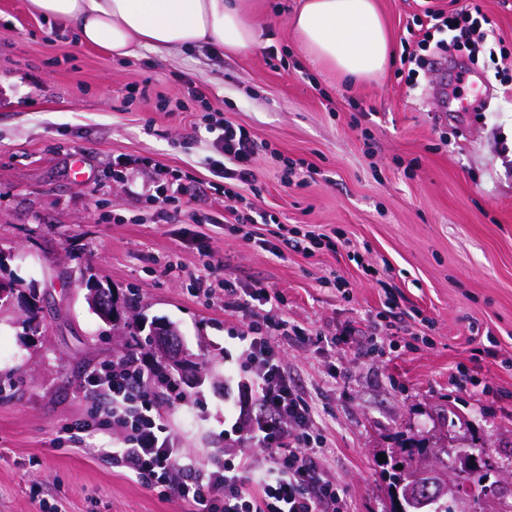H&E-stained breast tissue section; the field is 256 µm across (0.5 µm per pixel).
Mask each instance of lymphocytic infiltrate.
Returning a JSON list of instances; mask_svg holds the SVG:
<instances>
[{"label": "lymphocytic infiltrate", "instance_id": "f902f5d3", "mask_svg": "<svg viewBox=\"0 0 512 512\" xmlns=\"http://www.w3.org/2000/svg\"><path fill=\"white\" fill-rule=\"evenodd\" d=\"M425 27L417 49H403L398 73L406 85H413L419 70L426 66L420 49L434 42L447 52L466 48L478 53L492 36L483 13L464 5L445 14L425 6ZM454 33L444 41L440 32ZM212 147L211 173L224 182L225 197L234 199L231 213L243 227L241 240L274 256L291 249L310 254L312 248L331 252L345 248L340 235L310 234L301 242L284 238L277 218L239 196L236 184L255 178L254 167L260 147L244 127L221 123ZM282 294L257 284L241 288L224 282V307L250 316L245 330L238 333L240 367L238 398L244 408L224 420V444L229 451L224 463L212 470L183 462L173 440L166 437L167 425L156 407V372L139 358H123L111 369L93 375L91 383L112 400L87 420L74 424L77 432L113 431L122 445L112 451V462L125 468L164 497H175L196 506L197 512H346V492L318 463V452L327 439L315 428V414L299 385L290 377L279 339L306 334L288 327L286 321L266 317L265 308L282 305ZM248 444L243 453L232 446Z\"/></svg>", "mask_w": 512, "mask_h": 512}]
</instances>
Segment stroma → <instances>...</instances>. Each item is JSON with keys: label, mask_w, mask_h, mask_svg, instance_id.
Returning <instances> with one entry per match:
<instances>
[{"label": "stroma", "mask_w": 512, "mask_h": 512, "mask_svg": "<svg viewBox=\"0 0 512 512\" xmlns=\"http://www.w3.org/2000/svg\"><path fill=\"white\" fill-rule=\"evenodd\" d=\"M472 2L495 38L473 76L449 71L443 114L434 73L420 72L413 89L396 76L415 0H376L393 60L365 83L308 61L290 27L298 0H261L258 41L244 52L202 43L121 59L32 15L27 0H0V276L39 297L33 332L23 299L0 305V512H194L103 456L115 435L60 436L107 404L91 373L130 350L168 365L146 334L92 312L90 278L137 297L135 321L178 327L199 375L178 380L161 411L199 468L224 456V381L246 321L225 310L222 288L259 282L286 298L274 316L310 336L289 343L286 362L316 409L329 444L319 462L349 512H386L376 457L411 439L487 448L500 494L467 482L459 497L467 512L512 502V86L499 82L512 76V0ZM191 79L204 98L189 96ZM215 117L262 144L240 194L289 235L334 231L347 248L278 258L206 223L231 206L209 172ZM289 159L310 166L300 184L286 181ZM160 168L190 187L163 211L145 200ZM367 264L391 271L378 281ZM336 274L350 293L327 285ZM204 275L209 299L195 292ZM389 293L411 311L410 334L362 333ZM491 341L494 359L482 353Z\"/></svg>", "instance_id": "35a3bbf8"}]
</instances>
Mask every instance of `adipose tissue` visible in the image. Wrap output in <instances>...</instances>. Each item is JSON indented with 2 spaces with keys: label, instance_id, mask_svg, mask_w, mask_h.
Masks as SVG:
<instances>
[{
  "label": "adipose tissue",
  "instance_id": "obj_1",
  "mask_svg": "<svg viewBox=\"0 0 512 512\" xmlns=\"http://www.w3.org/2000/svg\"><path fill=\"white\" fill-rule=\"evenodd\" d=\"M30 11L71 28L114 57L164 53L200 42L232 52L257 40L254 0H28ZM307 57L351 80H371L391 62L375 0H301L292 17Z\"/></svg>",
  "mask_w": 512,
  "mask_h": 512
}]
</instances>
